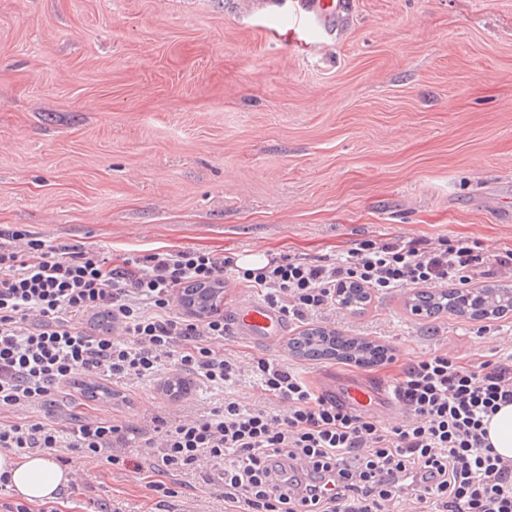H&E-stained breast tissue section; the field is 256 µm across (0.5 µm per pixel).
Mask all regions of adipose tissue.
<instances>
[{
  "label": "adipose tissue",
  "instance_id": "obj_1",
  "mask_svg": "<svg viewBox=\"0 0 512 512\" xmlns=\"http://www.w3.org/2000/svg\"><path fill=\"white\" fill-rule=\"evenodd\" d=\"M4 471L9 474L11 491L30 503L57 500L69 489L68 470L43 452L22 457L0 453V473Z\"/></svg>",
  "mask_w": 512,
  "mask_h": 512
}]
</instances>
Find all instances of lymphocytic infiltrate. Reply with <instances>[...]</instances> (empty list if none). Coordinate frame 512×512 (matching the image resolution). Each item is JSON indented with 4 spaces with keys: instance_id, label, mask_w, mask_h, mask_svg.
I'll use <instances>...</instances> for the list:
<instances>
[{
    "instance_id": "1",
    "label": "lymphocytic infiltrate",
    "mask_w": 512,
    "mask_h": 512,
    "mask_svg": "<svg viewBox=\"0 0 512 512\" xmlns=\"http://www.w3.org/2000/svg\"><path fill=\"white\" fill-rule=\"evenodd\" d=\"M231 257L178 249L115 260L81 243L34 235L0 238V450L65 446L120 463L141 430L126 420L74 416L67 431L41 408L84 379L159 381L167 361L221 398L203 413L167 424L153 412L156 449L150 490L176 496L174 471L217 466L212 483L224 512H512V461L491 448L484 421L512 403V351L492 360L429 353L407 364L392 387L402 419L392 426L321 392L299 370L269 360L250 369L226 357L224 316L194 320L177 310L178 288L223 281ZM512 274V251L426 238H368L309 260L275 256L238 280L289 319L325 318L339 285L386 294L445 288ZM250 373L263 396L234 390Z\"/></svg>"
}]
</instances>
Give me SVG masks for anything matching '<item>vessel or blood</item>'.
Masks as SVG:
<instances>
[{
  "mask_svg": "<svg viewBox=\"0 0 512 512\" xmlns=\"http://www.w3.org/2000/svg\"><path fill=\"white\" fill-rule=\"evenodd\" d=\"M352 0H271L274 13L288 16L293 45L335 40L351 11ZM240 336L255 344L280 341L288 333V320L256 298L239 302L232 312Z\"/></svg>",
  "mask_w": 512,
  "mask_h": 512,
  "instance_id": "obj_1",
  "label": "vessel or blood"
}]
</instances>
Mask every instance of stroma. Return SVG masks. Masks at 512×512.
Wrapping results in <instances>:
<instances>
[{
	"label": "stroma",
	"instance_id": "1",
	"mask_svg": "<svg viewBox=\"0 0 512 512\" xmlns=\"http://www.w3.org/2000/svg\"><path fill=\"white\" fill-rule=\"evenodd\" d=\"M288 29L263 0H0V232L105 256L314 259L383 234L512 250V0H353L334 42L303 49ZM413 294L337 307L329 329L389 349L366 370L224 346L325 390L512 348V314L417 315ZM129 390L172 423L213 399ZM57 456L83 476L77 512H224L202 474L164 500L131 468Z\"/></svg>",
	"mask_w": 512,
	"mask_h": 512
}]
</instances>
